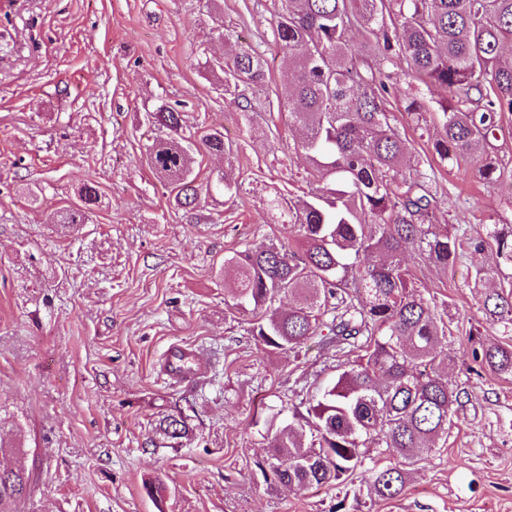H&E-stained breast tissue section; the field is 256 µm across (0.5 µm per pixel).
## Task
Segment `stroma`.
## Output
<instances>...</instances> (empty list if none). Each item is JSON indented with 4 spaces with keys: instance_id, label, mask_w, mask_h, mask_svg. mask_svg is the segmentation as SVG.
Segmentation results:
<instances>
[{
    "instance_id": "35a3bbf8",
    "label": "stroma",
    "mask_w": 512,
    "mask_h": 512,
    "mask_svg": "<svg viewBox=\"0 0 512 512\" xmlns=\"http://www.w3.org/2000/svg\"><path fill=\"white\" fill-rule=\"evenodd\" d=\"M281 0H0V431L21 427V452L0 466L32 475L17 512H512V376L478 370L469 331L501 340L472 287L494 247L465 253L454 273L410 261L422 292L454 317L448 385L465 392L444 445L413 467L397 496L370 494L362 473L303 490L265 481L268 430L305 415L333 382L336 354L317 340L271 352L254 316L233 308L224 258L291 240L268 209L308 193L288 120V62L274 42ZM262 52L263 85L224 95L216 57ZM387 107L410 153L432 146L405 107L436 97L391 70ZM167 102L185 131L218 129L230 154L193 153L195 183L232 170L236 194L216 192L197 217L145 163L159 133L147 112ZM500 182L480 180L482 159ZM435 223L471 237L512 225V114L476 157L435 163ZM98 199L71 231L54 224L84 184ZM193 351L206 376L173 382L171 346ZM197 436L152 446L153 425L186 396ZM163 484L162 497L145 486Z\"/></svg>"
}]
</instances>
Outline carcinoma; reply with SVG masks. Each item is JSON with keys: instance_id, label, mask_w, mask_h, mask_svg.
<instances>
[{"instance_id": "cac0c4a2", "label": "carcinoma", "mask_w": 512, "mask_h": 512, "mask_svg": "<svg viewBox=\"0 0 512 512\" xmlns=\"http://www.w3.org/2000/svg\"><path fill=\"white\" fill-rule=\"evenodd\" d=\"M273 32L293 75L290 123L307 179L316 187L288 204L293 243L262 250L246 248L224 260L235 272L225 284L233 306L253 307L262 317L253 328L271 351L298 350L321 336L336 346L334 382L309 402L307 417L271 434L263 477L294 489L339 481L365 464L367 444L393 448L397 461L366 470L375 493L392 498L409 468L448 435L460 394L438 365L452 361L445 348L446 302L425 297L412 282L405 255L412 249L443 270L454 266L458 249L474 252L496 244L497 257L512 263V226L469 237L466 244L432 223L436 197L431 177L403 174L406 142L386 107V69L399 60L412 76L441 96L439 111L427 112L417 97L406 111L425 124L440 162L468 160L502 114L512 112V0H283ZM225 87L261 85L266 62L255 49H240L224 61ZM167 130L147 146L152 173L177 190L178 204L192 211L200 188L190 167L193 143L184 134L181 112L162 104L149 113ZM213 154L226 152L224 134L200 138ZM97 200L86 184L81 204L56 211L64 227L82 224ZM282 294L294 298L286 311ZM484 314L512 334V289L485 294ZM481 369L512 374V342L473 343ZM194 431L184 409L160 416L155 433L171 448ZM31 486L23 469H0V512L22 499Z\"/></svg>"}]
</instances>
